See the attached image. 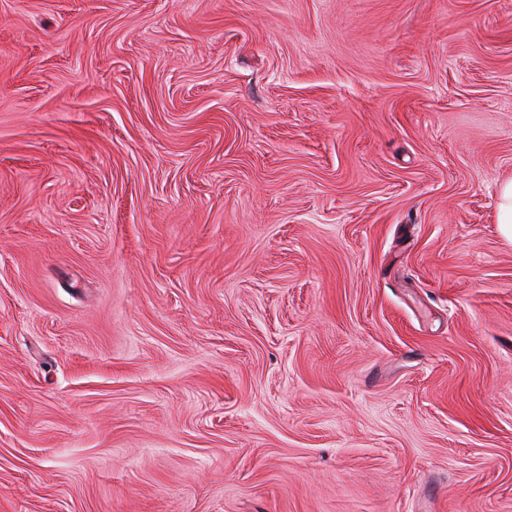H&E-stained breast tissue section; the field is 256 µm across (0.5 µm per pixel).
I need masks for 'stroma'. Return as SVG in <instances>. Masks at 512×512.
Returning <instances> with one entry per match:
<instances>
[{
  "mask_svg": "<svg viewBox=\"0 0 512 512\" xmlns=\"http://www.w3.org/2000/svg\"><path fill=\"white\" fill-rule=\"evenodd\" d=\"M512 0H0V512H512ZM499 199L497 224L503 237L512 243V180L500 186Z\"/></svg>",
  "mask_w": 512,
  "mask_h": 512,
  "instance_id": "35a3bbf8",
  "label": "stroma"
}]
</instances>
